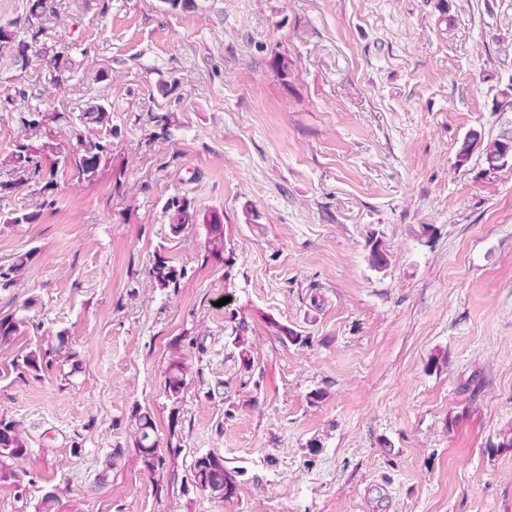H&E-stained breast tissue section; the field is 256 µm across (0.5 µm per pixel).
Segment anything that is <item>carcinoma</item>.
I'll return each instance as SVG.
<instances>
[{"instance_id":"cac0c4a2","label":"carcinoma","mask_w":512,"mask_h":512,"mask_svg":"<svg viewBox=\"0 0 512 512\" xmlns=\"http://www.w3.org/2000/svg\"><path fill=\"white\" fill-rule=\"evenodd\" d=\"M46 0H32L28 14L24 18L0 25V49H7L13 53L14 65L20 70L27 69L30 63L29 50L41 41L44 29L41 19L46 12ZM26 33L28 40L17 39L18 31ZM51 82L60 87L67 84L73 77V64L69 55V48L63 47L50 58ZM111 122V110L102 103L94 102L86 107L78 117V124L73 126L72 136L75 138L79 152L74 154V164L79 176L88 181L98 177L108 159L107 146L99 141L86 139L82 129L89 126L108 128ZM480 152L485 168L483 174L496 172L512 167V127L503 129L495 138L484 140L482 134L476 130L468 132L456 153L455 165L462 168L467 165L474 152ZM34 160V149L30 144H20L8 159L13 170H25ZM201 221L206 227V246L208 254L217 261L224 262L225 272L235 264L234 256L226 253L224 243V214L216 210L206 211L198 216L188 212L186 207L177 206L175 213L170 217V231L179 233L187 224ZM371 266L383 270L388 266L387 253L379 241H374L369 252ZM153 276L157 284L164 288L177 280L174 268L166 262L159 261L153 268ZM231 333L230 344L239 349L243 357V365L250 367V350L246 348L245 332L248 325L244 318L235 315L230 317ZM23 321L10 317L0 319V345L8 346L15 337L20 335ZM269 331L282 342L297 344L305 339L296 330L278 321L268 323ZM50 354L62 355L71 362V371L80 368L78 353L72 349L64 336L58 335L56 339L47 341L45 350H31L22 356V365L31 371L40 369L42 359ZM191 366L187 359L179 352L174 351L170 356L165 372V390L169 397L178 400L187 386V377ZM135 443L143 467L151 474L159 472L164 465L163 458L158 454V439L155 435V426L149 412L135 414ZM28 453L27 441L23 436L20 424L0 418V482L23 481L25 472L19 468V461ZM191 477L196 486L208 492L212 497L231 501L238 497L245 470L241 467H229L224 457L207 452L194 459L190 466Z\"/></svg>"}]
</instances>
